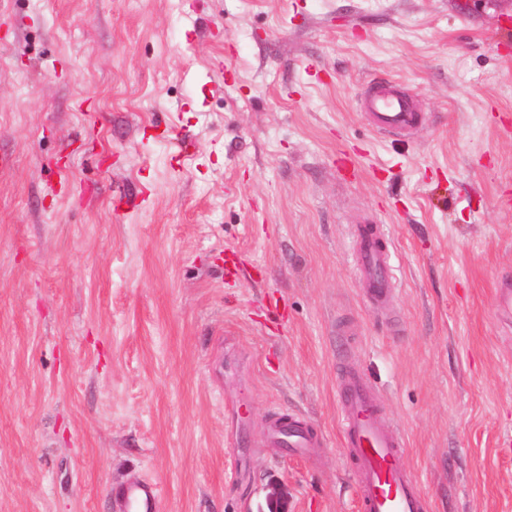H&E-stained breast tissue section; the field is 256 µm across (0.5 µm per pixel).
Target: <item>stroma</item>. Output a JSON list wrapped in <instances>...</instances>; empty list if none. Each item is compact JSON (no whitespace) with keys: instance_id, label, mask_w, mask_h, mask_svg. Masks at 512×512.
Wrapping results in <instances>:
<instances>
[{"instance_id":"1","label":"stroma","mask_w":512,"mask_h":512,"mask_svg":"<svg viewBox=\"0 0 512 512\" xmlns=\"http://www.w3.org/2000/svg\"><path fill=\"white\" fill-rule=\"evenodd\" d=\"M380 81L416 95L411 136L363 123ZM505 199L512 0H0V512H113L140 478L160 512H356L344 362L430 512H512ZM276 413L317 456L252 448ZM354 233L358 245L357 270L366 286L364 293L375 302L393 297L387 234L380 226L372 225H357Z\"/></svg>"}]
</instances>
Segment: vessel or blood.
Instances as JSON below:
<instances>
[{
    "mask_svg": "<svg viewBox=\"0 0 512 512\" xmlns=\"http://www.w3.org/2000/svg\"><path fill=\"white\" fill-rule=\"evenodd\" d=\"M363 118L377 132L408 135L419 122L415 99L395 86L375 84L361 100ZM357 270L370 300L393 297L389 239L381 227L355 228ZM342 447L357 485L361 512H428V501L413 472L404 464L405 443L392 429L377 405L376 391L360 373L348 370L336 383ZM257 448H288L314 456L317 439L306 423L285 415H272L254 440ZM115 512H159L158 483L129 480L113 485L110 492Z\"/></svg>",
    "mask_w": 512,
    "mask_h": 512,
    "instance_id": "vessel-or-blood-1",
    "label": "vessel or blood"
}]
</instances>
